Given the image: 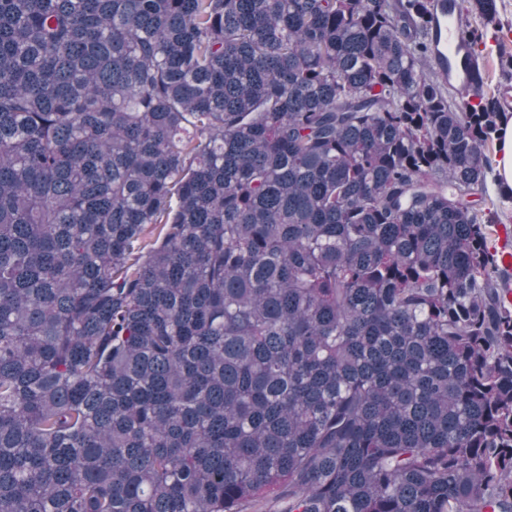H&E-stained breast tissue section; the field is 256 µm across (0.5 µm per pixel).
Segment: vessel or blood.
I'll return each mask as SVG.
<instances>
[{
  "mask_svg": "<svg viewBox=\"0 0 512 512\" xmlns=\"http://www.w3.org/2000/svg\"><path fill=\"white\" fill-rule=\"evenodd\" d=\"M437 72L454 82L467 102H474L483 85L472 43L463 28L458 0H434L431 22Z\"/></svg>",
  "mask_w": 512,
  "mask_h": 512,
  "instance_id": "obj_1",
  "label": "vessel or blood"
}]
</instances>
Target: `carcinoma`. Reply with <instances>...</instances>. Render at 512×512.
<instances>
[{
	"instance_id": "carcinoma-1",
	"label": "carcinoma",
	"mask_w": 512,
	"mask_h": 512,
	"mask_svg": "<svg viewBox=\"0 0 512 512\" xmlns=\"http://www.w3.org/2000/svg\"><path fill=\"white\" fill-rule=\"evenodd\" d=\"M431 7L0 0V512H512Z\"/></svg>"
}]
</instances>
